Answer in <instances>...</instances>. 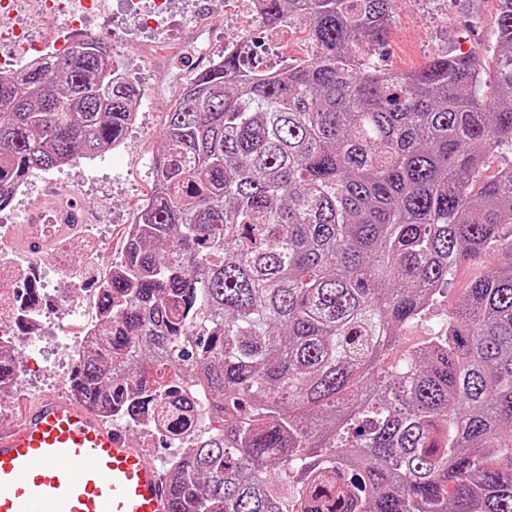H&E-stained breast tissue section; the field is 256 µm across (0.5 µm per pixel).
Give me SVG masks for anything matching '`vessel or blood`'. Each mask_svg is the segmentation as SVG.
I'll list each match as a JSON object with an SVG mask.
<instances>
[{"mask_svg":"<svg viewBox=\"0 0 512 512\" xmlns=\"http://www.w3.org/2000/svg\"><path fill=\"white\" fill-rule=\"evenodd\" d=\"M0 512H171V497L123 431L46 395L0 424Z\"/></svg>","mask_w":512,"mask_h":512,"instance_id":"1","label":"vessel or blood"}]
</instances>
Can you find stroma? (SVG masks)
Segmentation results:
<instances>
[{
	"instance_id": "1",
	"label": "stroma",
	"mask_w": 512,
	"mask_h": 512,
	"mask_svg": "<svg viewBox=\"0 0 512 512\" xmlns=\"http://www.w3.org/2000/svg\"><path fill=\"white\" fill-rule=\"evenodd\" d=\"M466 0H395L394 20L388 39L379 45H362V63L385 72H411L439 54L464 52L476 56L493 39L498 0H477L468 9ZM104 40L128 61V76L142 97L140 123L129 129L125 150H108L91 159L76 161L46 173L0 212V224H25L41 205L66 200L72 186L82 188L80 221L109 235L114 251L125 245L123 228L136 223L151 194L154 158L171 106L193 77L198 60L219 59L227 41H249L264 70L293 68L310 60L314 47L304 19H284L270 28L245 19L225 0H173L168 23L151 28L137 24L124 0H102L99 17L83 36ZM491 260L467 265L458 271L447 297L438 299L423 321L404 332L401 349L427 340L445 322L455 301L472 278L491 267Z\"/></svg>"
}]
</instances>
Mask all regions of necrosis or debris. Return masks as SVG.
<instances>
[{"label":"necrosis or debris","instance_id":"obj_1","mask_svg":"<svg viewBox=\"0 0 512 512\" xmlns=\"http://www.w3.org/2000/svg\"><path fill=\"white\" fill-rule=\"evenodd\" d=\"M18 2L0 0V45L14 48L11 59H0L2 74L19 64H30L64 51L71 45L66 37L44 44L34 43L24 28L5 24V16L15 11ZM100 5L101 0H34V16L60 19L67 28L77 29L99 11ZM72 218V205L67 202L43 210L38 219L30 223L0 230V273L9 274L18 285L12 293L0 292V351L13 354L17 359L14 376L0 382V412L20 393L24 376L39 369L37 361L27 353L30 346L49 340L51 334H64L68 344L63 365L70 371L98 332L97 315L87 309L90 297L97 294L96 288L82 289L76 295L71 293L68 283L72 267L89 252L95 256L101 280H108L112 274V249L99 242L92 251L82 249L81 239L65 229ZM37 238L50 243L49 252L20 251V243ZM59 307L80 312V320L74 322L57 316L55 310Z\"/></svg>","mask_w":512,"mask_h":512}]
</instances>
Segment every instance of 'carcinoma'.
I'll return each mask as SVG.
<instances>
[{
    "label": "carcinoma",
    "mask_w": 512,
    "mask_h": 512,
    "mask_svg": "<svg viewBox=\"0 0 512 512\" xmlns=\"http://www.w3.org/2000/svg\"><path fill=\"white\" fill-rule=\"evenodd\" d=\"M394 0H265L309 20L306 64L210 62L168 112L154 190L76 365V399L135 423L166 368L222 423L167 481L171 512H512V0L491 66L355 60ZM81 40L0 75V210L31 176L124 143L140 90ZM493 254L448 321L385 351Z\"/></svg>",
    "instance_id": "carcinoma-1"
}]
</instances>
